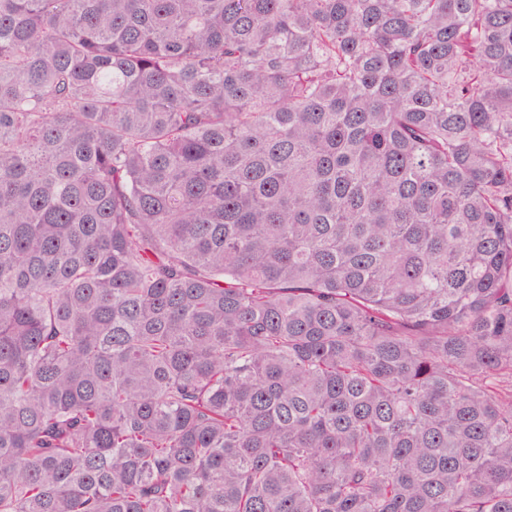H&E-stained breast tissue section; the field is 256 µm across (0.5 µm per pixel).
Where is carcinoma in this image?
Returning a JSON list of instances; mask_svg holds the SVG:
<instances>
[{
    "label": "carcinoma",
    "mask_w": 512,
    "mask_h": 512,
    "mask_svg": "<svg viewBox=\"0 0 512 512\" xmlns=\"http://www.w3.org/2000/svg\"><path fill=\"white\" fill-rule=\"evenodd\" d=\"M0 512H512V0H0Z\"/></svg>",
    "instance_id": "obj_1"
}]
</instances>
